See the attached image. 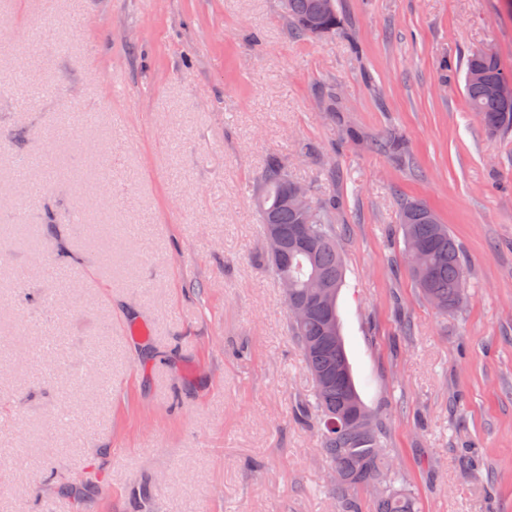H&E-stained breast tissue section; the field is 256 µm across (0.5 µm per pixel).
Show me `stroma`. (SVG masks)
Here are the masks:
<instances>
[{"instance_id":"stroma-1","label":"stroma","mask_w":512,"mask_h":512,"mask_svg":"<svg viewBox=\"0 0 512 512\" xmlns=\"http://www.w3.org/2000/svg\"><path fill=\"white\" fill-rule=\"evenodd\" d=\"M337 6L296 38L283 0H0V512H336L262 258L273 155L336 204L346 352L419 512H512V134L465 96L471 50L512 73V0ZM410 201L467 260L457 311L413 281Z\"/></svg>"}]
</instances>
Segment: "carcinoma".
<instances>
[{
    "label": "carcinoma",
    "instance_id": "obj_1",
    "mask_svg": "<svg viewBox=\"0 0 512 512\" xmlns=\"http://www.w3.org/2000/svg\"><path fill=\"white\" fill-rule=\"evenodd\" d=\"M318 0H285L287 28L297 37L313 35L307 22L314 19L323 35L340 28L339 11L329 16L316 14ZM482 67L492 80L509 76L497 56L486 49H475L466 58L465 68ZM466 96L476 120L490 136L512 131V108H507L482 84L465 85ZM288 173L281 161L269 159L259 179L262 206L257 208L263 230L273 224L286 243V255L278 262L269 260L275 277L288 280L286 302L309 303L303 325L289 323L304 362L312 376L313 392L297 408L303 419L316 421L321 433V452L336 480L330 493L336 512H361L360 492L378 488L376 512H416L414 497L386 452V427L382 418L369 412L370 420L360 423L350 412L351 401H361L353 375L341 379L336 366L348 362L345 349L336 348L325 335L326 324L339 321L337 299L343 283L344 264L336 241L334 210L336 202L313 201L308 223L284 203ZM400 230L404 246L419 242L424 246V272H412L422 295L441 313L459 307L457 296L467 285L468 265L448 226L441 223L425 204L404 206ZM318 273L321 283L332 290L333 299L323 304L311 296V279Z\"/></svg>",
    "mask_w": 512,
    "mask_h": 512
}]
</instances>
